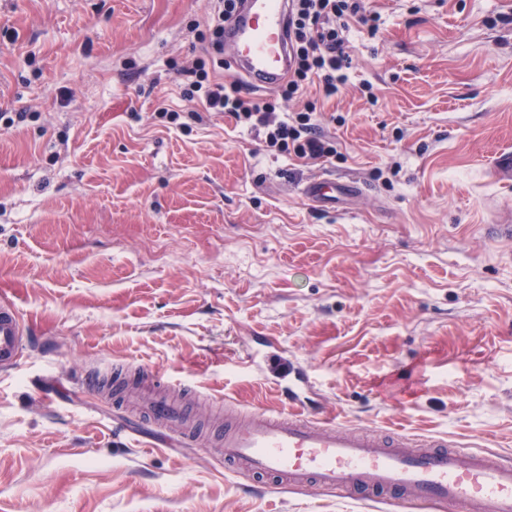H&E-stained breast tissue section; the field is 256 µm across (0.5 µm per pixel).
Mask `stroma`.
<instances>
[{
  "label": "stroma",
  "instance_id": "35a3bbf8",
  "mask_svg": "<svg viewBox=\"0 0 512 512\" xmlns=\"http://www.w3.org/2000/svg\"><path fill=\"white\" fill-rule=\"evenodd\" d=\"M371 7L336 97L289 103L336 143L310 162L192 120L212 0H0V295L27 331L0 512H447L229 471L223 411L281 409L255 336L338 424L512 454V0ZM325 173L361 193L313 206ZM145 366L187 399L184 447L125 404Z\"/></svg>",
  "mask_w": 512,
  "mask_h": 512
}]
</instances>
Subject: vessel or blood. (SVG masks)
<instances>
[{
    "mask_svg": "<svg viewBox=\"0 0 512 512\" xmlns=\"http://www.w3.org/2000/svg\"><path fill=\"white\" fill-rule=\"evenodd\" d=\"M288 0H244L227 30L229 59L259 89L274 88L288 68ZM353 180L318 176L303 195L325 209L357 193ZM25 326L16 303L0 298V366L17 364ZM284 413L254 409L225 429L220 452L232 472L266 477L278 487L332 489L358 499L446 504L450 512H512V459L475 452L436 436L393 432L365 435L336 426L309 407L296 386L280 390ZM146 403L169 431H184L174 404L149 395Z\"/></svg>",
    "mask_w": 512,
    "mask_h": 512,
    "instance_id": "vessel-or-blood-1",
    "label": "vessel or blood"
}]
</instances>
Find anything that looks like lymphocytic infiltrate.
<instances>
[{
	"instance_id": "1",
	"label": "lymphocytic infiltrate",
	"mask_w": 512,
	"mask_h": 512,
	"mask_svg": "<svg viewBox=\"0 0 512 512\" xmlns=\"http://www.w3.org/2000/svg\"><path fill=\"white\" fill-rule=\"evenodd\" d=\"M289 15L292 65L276 99L260 101L243 83L210 79L201 63L191 71L192 86L206 111L223 114L248 129L267 150L324 161L335 157L336 147L321 132L313 107L281 112L277 101L302 95L313 83L321 84L325 96L336 95L353 63L348 51L351 24L373 27L377 15L366 0H291Z\"/></svg>"
}]
</instances>
